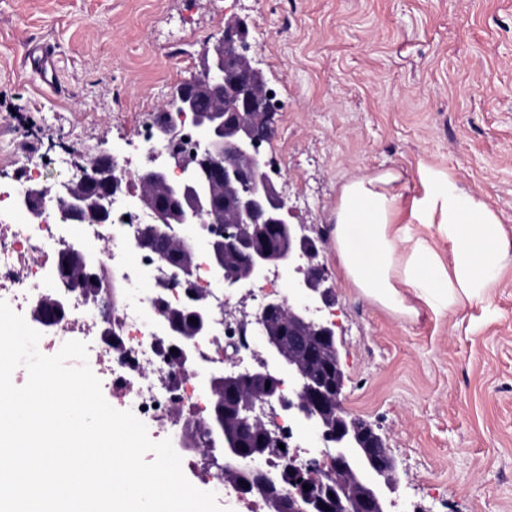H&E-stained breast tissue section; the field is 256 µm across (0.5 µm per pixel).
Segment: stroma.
Returning <instances> with one entry per match:
<instances>
[{
	"mask_svg": "<svg viewBox=\"0 0 512 512\" xmlns=\"http://www.w3.org/2000/svg\"><path fill=\"white\" fill-rule=\"evenodd\" d=\"M252 19L280 105L263 146L295 221L314 225L342 322L344 405L396 458L392 512H512V268L488 304L396 314L345 279L340 188L419 168L483 197L512 236V0H0V184L30 158L114 155L137 171L136 118L198 71L231 15ZM56 50L57 80L27 49Z\"/></svg>",
	"mask_w": 512,
	"mask_h": 512,
	"instance_id": "obj_1",
	"label": "stroma"
}]
</instances>
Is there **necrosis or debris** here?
<instances>
[{
  "label": "necrosis or debris",
  "mask_w": 512,
  "mask_h": 512,
  "mask_svg": "<svg viewBox=\"0 0 512 512\" xmlns=\"http://www.w3.org/2000/svg\"><path fill=\"white\" fill-rule=\"evenodd\" d=\"M42 176V165L30 161L15 184L0 185V299L17 309L32 310L47 294L59 296L63 315L44 327L47 339L66 334L86 343L89 357L103 366L113 389L140 420L163 432L176 425L196 427L210 404L207 391L197 382L199 374L243 366L244 356L228 357L227 348L232 343H253L260 330L259 310L236 314L223 289H210V332L198 348L194 371L168 363L159 348L163 331L157 302L176 303L183 290L166 279L151 251L128 244L135 228L147 223V213L131 208L128 199L118 200L108 235L96 224L64 228L50 209L42 223H32L17 201ZM73 246L90 256V274L103 281L97 296H89L79 283L61 287L52 276ZM133 287L140 293L132 300L127 291Z\"/></svg>",
  "instance_id": "4bbe7bcc"
}]
</instances>
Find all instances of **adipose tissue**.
Returning a JSON list of instances; mask_svg holds the SVG:
<instances>
[{"instance_id": "1", "label": "adipose tissue", "mask_w": 512, "mask_h": 512, "mask_svg": "<svg viewBox=\"0 0 512 512\" xmlns=\"http://www.w3.org/2000/svg\"><path fill=\"white\" fill-rule=\"evenodd\" d=\"M419 178L423 192L405 222L395 174L356 176L342 185L333 243L347 280L366 298L406 315L421 305L444 316L487 302L512 264V237L483 198L447 174L424 167ZM415 224L437 225L449 256L413 238Z\"/></svg>"}]
</instances>
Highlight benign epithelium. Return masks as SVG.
I'll return each instance as SVG.
<instances>
[{"label": "benign epithelium", "instance_id": "7a95c632", "mask_svg": "<svg viewBox=\"0 0 512 512\" xmlns=\"http://www.w3.org/2000/svg\"><path fill=\"white\" fill-rule=\"evenodd\" d=\"M251 22L230 16L224 31L206 45L200 69L175 85L164 111L192 114L203 141L200 154L182 152L172 127L156 125L146 162L136 171L140 186L137 207L151 222L136 228L130 244L151 249L164 263H176L189 288L180 310L195 321L186 326L169 316L162 328L174 362L182 369L195 366L198 345L208 335V292L195 286L200 250H205L213 276L231 294L267 279L271 270L288 272V297L268 296L259 323L263 354L242 372L208 374V393L227 391L236 417V432L256 433L267 444L250 448L228 444L224 457L205 452L201 470L220 479L250 474L254 488L272 481L275 470L288 469V512H391L400 478L395 458L382 437L362 417L343 404L344 372L337 346L339 320L334 318L333 287L326 285L316 263L317 239L304 224L288 220L287 199L273 179L275 163L261 156V147L278 129L265 78L251 55ZM208 99L213 109L199 112L195 102ZM80 178L55 189L34 184L19 200L38 220L49 195L66 223H105L115 197L123 192L117 158L101 153L87 164H76ZM219 203L229 218L214 224L210 217ZM277 225L286 239L262 247L255 235ZM192 226L195 232L185 233ZM61 315V300L45 297L33 317L47 325ZM277 379L275 390L255 397L244 385ZM277 408L294 426L309 431L322 459L295 463L296 449L287 437L269 428L258 405ZM285 449H280L279 444ZM311 486L306 491L303 485Z\"/></svg>", "mask_w": 512, "mask_h": 512}]
</instances>
